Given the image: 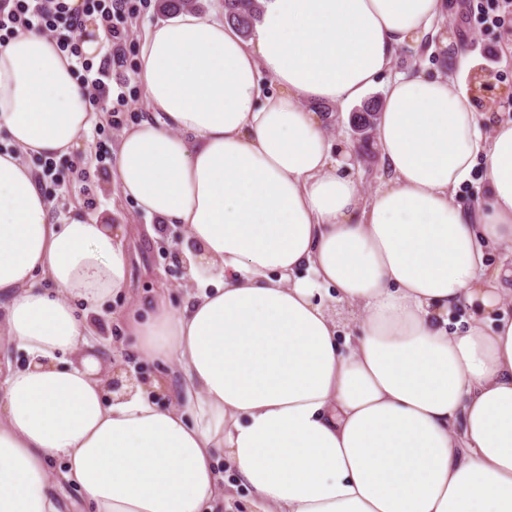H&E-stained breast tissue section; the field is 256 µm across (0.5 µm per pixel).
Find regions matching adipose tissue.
Here are the masks:
<instances>
[{
  "label": "adipose tissue",
  "instance_id": "1",
  "mask_svg": "<svg viewBox=\"0 0 512 512\" xmlns=\"http://www.w3.org/2000/svg\"><path fill=\"white\" fill-rule=\"evenodd\" d=\"M250 38L184 11L150 27V114L112 177L185 228L182 307L122 322L177 369L112 391L91 317L129 259L103 218L56 222L30 157L85 146L73 62L21 29L0 45V512H224L226 462L252 512H512V119L457 72L391 74L444 0H260ZM384 93L369 193L324 107ZM485 196L455 203L476 165ZM465 317L453 319L457 309ZM62 464L50 473L49 461Z\"/></svg>",
  "mask_w": 512,
  "mask_h": 512
}]
</instances>
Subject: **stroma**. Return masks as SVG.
<instances>
[{
    "mask_svg": "<svg viewBox=\"0 0 512 512\" xmlns=\"http://www.w3.org/2000/svg\"><path fill=\"white\" fill-rule=\"evenodd\" d=\"M448 10L442 23L445 36L459 39L472 60L465 76L468 85L477 80L490 84V91L478 93L479 111H488L491 105L505 107L512 112V15L497 27L481 25L483 12L495 8L496 0H446ZM157 0H144L138 11L128 18L129 38L125 48L123 73L127 82L123 87L127 104L118 117L101 113L86 139L90 151L77 152L62 159L58 184H44L43 190L52 203L54 218L61 219L70 212L79 211L89 216L106 215L121 234L130 257L129 287L106 301L92 318V329L98 342L96 353L105 367L120 365L134 370L136 375L159 376L158 367L139 360L133 351L131 337L123 333L122 315L130 309L153 301L157 293L168 295L173 307H180L185 291L184 276L176 255L186 245L175 229L150 236L147 226L150 217L137 209L134 202L122 196L112 179L115 167L111 159L117 142L125 129L135 125L145 115L141 89L134 79L137 69L139 41L147 27L161 22ZM493 46L495 60H488L484 46ZM450 62L443 55L438 39H429L426 48L408 45L400 49L392 63L396 72L441 73ZM108 151V160H101L100 151Z\"/></svg>",
    "mask_w": 512,
    "mask_h": 512,
    "instance_id": "stroma-1",
    "label": "stroma"
}]
</instances>
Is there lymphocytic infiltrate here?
Returning <instances> with one entry per match:
<instances>
[{
  "mask_svg": "<svg viewBox=\"0 0 512 512\" xmlns=\"http://www.w3.org/2000/svg\"><path fill=\"white\" fill-rule=\"evenodd\" d=\"M133 0H82L70 8L64 0H0V44L23 27L50 36L58 49L73 58L72 71L94 108L113 111L112 76L124 63L123 45L128 39L126 22L135 14ZM97 15L105 26L111 51L100 63L86 58L77 36L85 17Z\"/></svg>",
  "mask_w": 512,
  "mask_h": 512,
  "instance_id": "obj_1",
  "label": "lymphocytic infiltrate"
}]
</instances>
